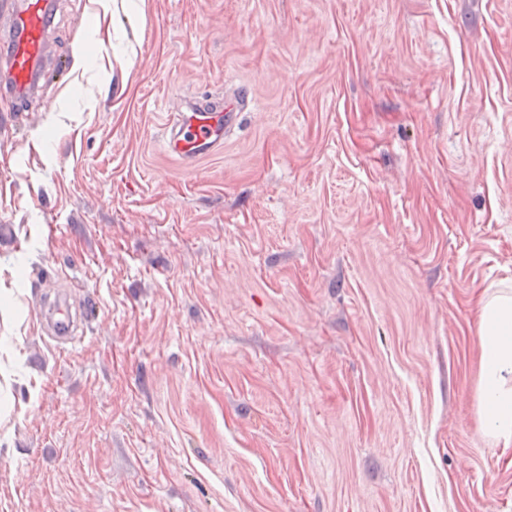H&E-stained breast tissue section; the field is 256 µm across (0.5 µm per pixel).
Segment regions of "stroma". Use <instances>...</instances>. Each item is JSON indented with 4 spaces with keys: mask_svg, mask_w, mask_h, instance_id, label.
I'll list each match as a JSON object with an SVG mask.
<instances>
[{
    "mask_svg": "<svg viewBox=\"0 0 512 512\" xmlns=\"http://www.w3.org/2000/svg\"><path fill=\"white\" fill-rule=\"evenodd\" d=\"M53 49L0 119V512H512V0H59ZM248 105L249 97L241 91L225 100H194L183 110L168 113L164 124V151L186 165L211 155L239 125ZM481 387L488 407L486 425L504 449L512 446V294L480 302ZM45 320L51 328L52 335H54L51 338L57 343L58 339L67 337L73 331V319L65 301H60L52 312L45 316Z\"/></svg>",
    "mask_w": 512,
    "mask_h": 512,
    "instance_id": "obj_1",
    "label": "stroma"
}]
</instances>
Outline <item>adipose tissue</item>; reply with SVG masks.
Segmentation results:
<instances>
[{
    "label": "adipose tissue",
    "mask_w": 512,
    "mask_h": 512,
    "mask_svg": "<svg viewBox=\"0 0 512 512\" xmlns=\"http://www.w3.org/2000/svg\"><path fill=\"white\" fill-rule=\"evenodd\" d=\"M481 387L491 405L486 425L503 446H512V294L480 303Z\"/></svg>",
    "instance_id": "1"
}]
</instances>
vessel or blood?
I'll list each match as a JSON object with an SVG mask.
<instances>
[{
    "mask_svg": "<svg viewBox=\"0 0 512 512\" xmlns=\"http://www.w3.org/2000/svg\"><path fill=\"white\" fill-rule=\"evenodd\" d=\"M57 10L56 0H0V99L11 111H23L40 88L48 33ZM249 97L236 92L223 99L203 98L169 113L164 124L163 149L186 164L220 148L239 125ZM46 322L55 338L73 331L66 302H59Z\"/></svg>",
    "mask_w": 512,
    "mask_h": 512,
    "instance_id": "b4317fda",
    "label": "vessel or blood"
}]
</instances>
